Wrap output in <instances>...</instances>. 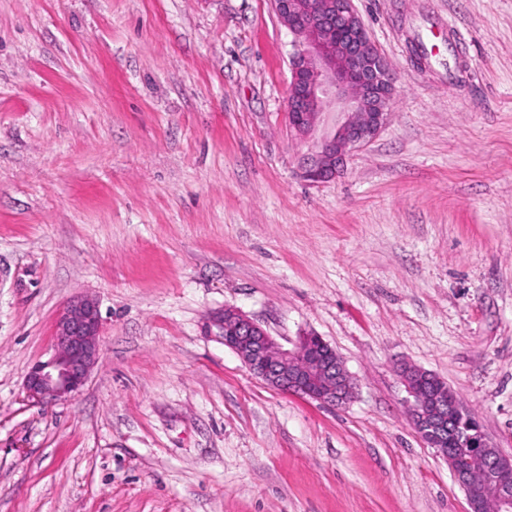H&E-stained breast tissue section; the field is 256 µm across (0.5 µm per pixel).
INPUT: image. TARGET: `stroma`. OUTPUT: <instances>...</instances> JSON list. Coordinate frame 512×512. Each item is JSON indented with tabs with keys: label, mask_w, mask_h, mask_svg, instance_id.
<instances>
[{
	"label": "stroma",
	"mask_w": 512,
	"mask_h": 512,
	"mask_svg": "<svg viewBox=\"0 0 512 512\" xmlns=\"http://www.w3.org/2000/svg\"><path fill=\"white\" fill-rule=\"evenodd\" d=\"M389 119L311 185L272 0H0V512H468L398 367L512 456V0H353ZM97 299L74 397L25 399ZM320 336L345 406L279 391L210 331Z\"/></svg>",
	"instance_id": "35a3bbf8"
}]
</instances>
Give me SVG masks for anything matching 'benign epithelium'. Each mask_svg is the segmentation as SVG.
Masks as SVG:
<instances>
[{
    "label": "benign epithelium",
    "instance_id": "7a95c632",
    "mask_svg": "<svg viewBox=\"0 0 512 512\" xmlns=\"http://www.w3.org/2000/svg\"><path fill=\"white\" fill-rule=\"evenodd\" d=\"M273 6L293 36L290 127L304 139L321 113L334 108L345 115L301 165L304 181L328 182L344 173L353 151L386 126L393 79L353 0H273ZM212 326L254 375L276 389L329 406L351 398L352 379L336 351L320 337L306 334L294 349H284L235 308L224 309ZM99 336L97 302L71 301L57 321L54 354L26 375L27 401L47 405L76 394L98 361ZM400 374L414 398L411 415L417 433L443 455L460 485H469L474 472L480 473L481 496L468 500L469 512H512V458L496 450L446 388L436 386L425 397L419 394L418 385L430 380L431 372L405 365Z\"/></svg>",
    "mask_w": 512,
    "mask_h": 512
}]
</instances>
